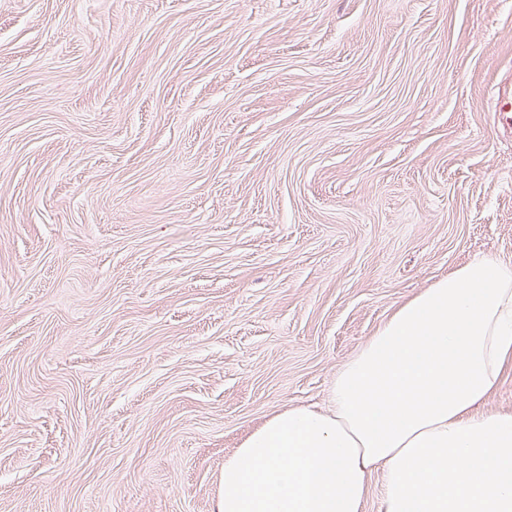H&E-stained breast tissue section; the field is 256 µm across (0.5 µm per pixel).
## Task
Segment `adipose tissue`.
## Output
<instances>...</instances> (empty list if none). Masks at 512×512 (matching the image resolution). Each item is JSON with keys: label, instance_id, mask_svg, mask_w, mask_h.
<instances>
[{"label": "adipose tissue", "instance_id": "obj_1", "mask_svg": "<svg viewBox=\"0 0 512 512\" xmlns=\"http://www.w3.org/2000/svg\"><path fill=\"white\" fill-rule=\"evenodd\" d=\"M512 356V266L464 264L340 366L328 405L266 421L224 463L218 512H512V415L479 414ZM381 486V470L371 471L367 476V491L361 512H380Z\"/></svg>", "mask_w": 512, "mask_h": 512}]
</instances>
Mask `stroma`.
I'll return each mask as SVG.
<instances>
[{
	"mask_svg": "<svg viewBox=\"0 0 512 512\" xmlns=\"http://www.w3.org/2000/svg\"><path fill=\"white\" fill-rule=\"evenodd\" d=\"M512 0H0V512H217L424 288L512 265ZM512 87L511 83L508 87L500 89L498 92L495 119L504 130L512 129Z\"/></svg>",
	"mask_w": 512,
	"mask_h": 512,
	"instance_id": "obj_1",
	"label": "stroma"
}]
</instances>
